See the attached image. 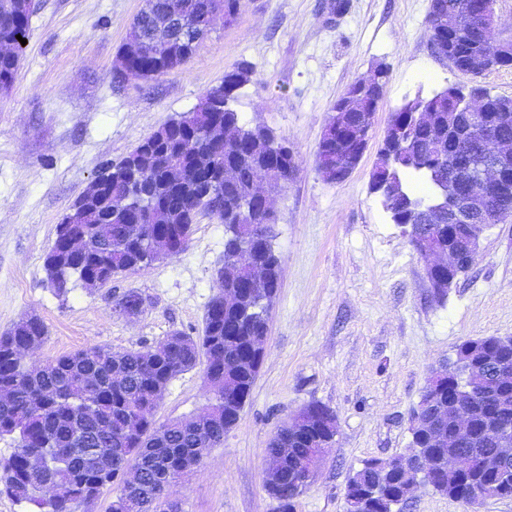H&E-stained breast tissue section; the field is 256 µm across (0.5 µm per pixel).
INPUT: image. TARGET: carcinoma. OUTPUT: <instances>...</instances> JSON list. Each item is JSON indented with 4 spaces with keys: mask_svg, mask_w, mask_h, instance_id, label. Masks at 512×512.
Returning <instances> with one entry per match:
<instances>
[{
    "mask_svg": "<svg viewBox=\"0 0 512 512\" xmlns=\"http://www.w3.org/2000/svg\"><path fill=\"white\" fill-rule=\"evenodd\" d=\"M178 3L189 24L207 29L213 14H238L240 0H146L144 9L135 17L130 36L150 42L162 29L170 7ZM471 0H439L442 10L430 9L426 23L435 49L451 53L458 65L472 55L489 52L482 35L480 21L470 11ZM31 12L26 0H0V44L12 49L0 55V95L9 93L18 70L24 45L17 36H27ZM169 36L181 41L174 54L159 64L144 56L128 62L129 76H146L161 67L170 70L187 64L196 53L198 43L171 30ZM253 69L241 62L224 74L218 89H208L193 111L187 112L141 140L128 154L136 169L123 168L103 188L83 193L84 218L79 224L57 225L55 241L45 257L48 282L59 296L68 293L71 278L85 287L102 288L112 277L155 262L144 253L141 238L153 234L157 227L186 245L194 225L203 217L224 224V288L236 287L244 269L239 252L252 250L265 263L280 267V257L273 246V223L267 213L255 210L247 215L242 204L257 184L265 182L280 190L290 182L297 170L296 157L281 152L282 139L261 125L251 126L233 108L236 91L248 83ZM375 79L355 98L349 89L336 101L347 108L346 126L335 124L323 131L315 163L322 160L344 164L349 150L347 136L365 131L362 121L374 111L373 105L384 95L388 71L376 70ZM430 120L416 123L414 113L399 107L392 112L388 131L406 130L402 145L394 148L390 168L374 169L371 189L380 193L393 223L409 229L404 217L407 201L425 206L431 193L417 194L409 189L415 176L434 189L432 173L460 171L477 159L492 160L494 150L482 132L461 127L448 128L450 113L458 109L460 100L446 94L427 98ZM489 114L498 120L497 133L512 138V98L498 96L491 100ZM149 201L156 218L147 220L142 202ZM436 238L443 242H462L475 227L471 224H448L443 215L435 224ZM68 235H84L89 249L74 255L64 248ZM144 298L130 290L118 302L119 313L136 316L142 312ZM270 304L263 292L243 297L238 308H226L214 297L203 317L202 334L189 336L175 332L153 347L114 352L90 346L65 354L44 365L25 367L18 349L25 343L43 342L47 330L36 317L25 318L0 335V390L8 392L0 401V439L9 437L14 452L0 458V492L25 502L35 512H71L70 488L78 486L89 492L85 500L97 498L104 489L117 485L109 512H144L142 497L156 494L157 486L169 472H185L195 463V448L208 442L216 448L224 435L239 419L250 394L258 368L251 352L254 339L267 335ZM475 345L477 356L512 364L495 345V337L467 339L461 346ZM204 365V371L227 372L223 384L214 392L210 416L197 420L159 423L155 420L156 397L178 375ZM471 395L459 405L472 413L471 427L463 436L451 434L435 444L426 439L410 441L429 455L445 456L448 445L475 449L483 454L500 451L496 432L512 428V386L503 390L488 381L477 368L469 372ZM238 391L241 403L224 409V393ZM80 432L82 447L110 448L112 457L96 464L75 468L71 465L70 448L75 432ZM325 431L314 425L296 436L275 435L268 445V457L280 449H289V460L306 456L315 435ZM43 457L48 467L42 474H31L24 468L26 456ZM137 465L141 472L140 493L130 488L125 469ZM51 479L63 488L53 499L41 496V483ZM487 475H468L459 480L444 475L440 494L462 497L473 481H486ZM379 481L375 460L370 459L349 475L356 501H365L352 512H396V495L402 479H387L382 490L367 500L371 486ZM269 495L278 503L279 512H292L295 500L303 494L293 480L269 483Z\"/></svg>",
    "mask_w": 512,
    "mask_h": 512,
    "instance_id": "1",
    "label": "carcinoma"
}]
</instances>
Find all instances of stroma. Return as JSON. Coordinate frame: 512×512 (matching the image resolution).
<instances>
[{
	"instance_id": "obj_1",
	"label": "stroma",
	"mask_w": 512,
	"mask_h": 512,
	"mask_svg": "<svg viewBox=\"0 0 512 512\" xmlns=\"http://www.w3.org/2000/svg\"><path fill=\"white\" fill-rule=\"evenodd\" d=\"M330 2L243 0L191 63L117 86L112 65L144 0H34L13 87L0 96V334L26 316L43 321L45 339L24 354L29 365L90 345L124 351L200 333L224 257L218 221L202 218L176 257L98 289L74 281L56 295L44 258L89 182L196 107L240 61L254 73L237 111L299 158L295 178L273 197L281 273L263 361L223 445L169 487L180 512H275L263 481L268 443L310 403L335 414L338 434L294 512H343L350 472L408 448L432 367L464 340L512 336V217L484 232L472 269L438 299L370 186L395 108L469 81L431 49L429 0H348L337 18ZM379 66L388 83L368 148L345 181L326 182L313 159L332 107ZM132 289L146 299L142 312L118 315L116 299ZM208 397L195 368L168 385L155 417L192 419ZM404 512H512V497L469 506L421 490Z\"/></svg>"
}]
</instances>
